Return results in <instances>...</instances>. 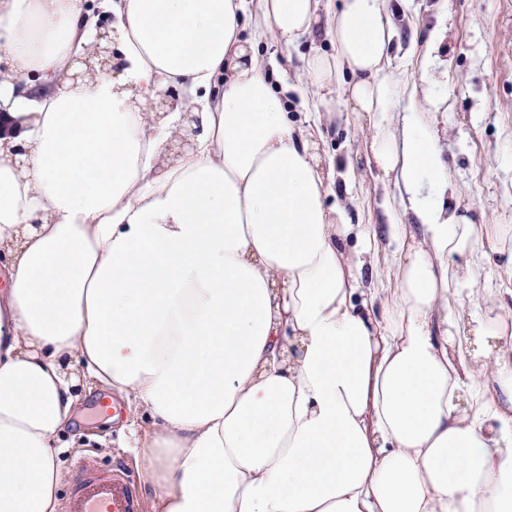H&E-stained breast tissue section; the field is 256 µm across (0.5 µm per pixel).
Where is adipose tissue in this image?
Masks as SVG:
<instances>
[{
	"mask_svg": "<svg viewBox=\"0 0 512 512\" xmlns=\"http://www.w3.org/2000/svg\"><path fill=\"white\" fill-rule=\"evenodd\" d=\"M386 3L340 0L304 65L358 113L396 94ZM319 4L257 0L247 39L245 0H0V512H57L77 367L125 402L155 512H512V311L448 310L476 251L512 266V225L447 209L429 130L378 129L423 235L359 301L315 132L254 48ZM102 16L117 73L66 80Z\"/></svg>",
	"mask_w": 512,
	"mask_h": 512,
	"instance_id": "1",
	"label": "adipose tissue"
}]
</instances>
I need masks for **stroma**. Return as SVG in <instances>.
<instances>
[{"mask_svg":"<svg viewBox=\"0 0 512 512\" xmlns=\"http://www.w3.org/2000/svg\"><path fill=\"white\" fill-rule=\"evenodd\" d=\"M396 36L388 75L398 86L389 111L373 119L351 117L325 127L321 153L336 160L333 202L347 206L356 234L348 248L364 265V294L395 287L397 259L421 226L409 195L395 174L370 161L367 144L377 125L399 132L413 121L433 132L439 158L448 170L454 201L476 220L512 225V0H388ZM262 52L280 66L279 86L287 90L290 111H346V98L320 102L309 84L294 81L303 57L329 54L324 26L289 49L266 38ZM479 295L459 287L452 306L469 317L487 300L512 309V272L501 259L480 250L472 257ZM101 393L82 394L78 419L63 437L61 493H68L79 461L105 472L118 459L131 461L136 474L144 464L113 441L107 418L96 408Z\"/></svg>","mask_w":512,"mask_h":512,"instance_id":"stroma-1","label":"stroma"}]
</instances>
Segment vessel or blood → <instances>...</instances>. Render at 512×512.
<instances>
[{"label":"vessel or blood","mask_w":512,"mask_h":512,"mask_svg":"<svg viewBox=\"0 0 512 512\" xmlns=\"http://www.w3.org/2000/svg\"><path fill=\"white\" fill-rule=\"evenodd\" d=\"M136 481L125 462L106 472L79 468L62 512H143Z\"/></svg>","instance_id":"1"}]
</instances>
